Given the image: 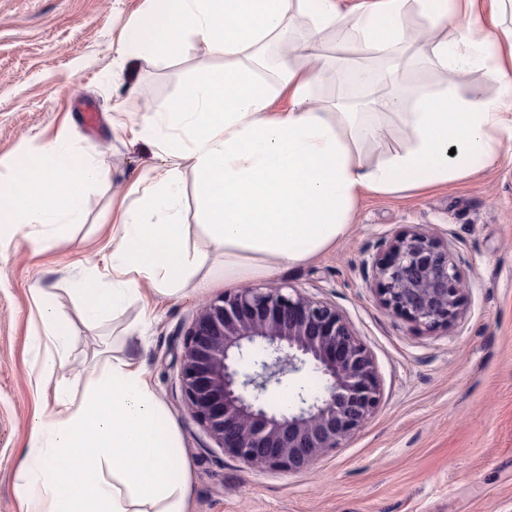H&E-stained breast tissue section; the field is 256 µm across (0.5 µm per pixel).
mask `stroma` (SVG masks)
Returning a JSON list of instances; mask_svg holds the SVG:
<instances>
[{
	"instance_id": "35a3bbf8",
	"label": "stroma",
	"mask_w": 512,
	"mask_h": 512,
	"mask_svg": "<svg viewBox=\"0 0 512 512\" xmlns=\"http://www.w3.org/2000/svg\"><path fill=\"white\" fill-rule=\"evenodd\" d=\"M157 0H0V174L16 170L21 154L36 155L63 140L88 150L103 170L85 199L86 221L64 230L35 224L28 236L0 227V512H18L17 468L30 425L55 404L54 390L35 381L42 350L32 336L40 322L35 289L67 321V376L87 372L101 350L130 355L147 370L176 421L189 463L190 512H512V142L477 174L406 196L367 194L348 237L336 248L283 271L275 283L328 301L351 323L370 352L380 402L345 444L309 469L251 467L218 448L188 414L178 388L182 334L203 302L223 295V282L154 298L149 309L128 305L98 324L87 323L74 288L112 282V226L121 207L137 202L158 148L132 130L164 111L193 74L218 69L222 56L194 45L170 55H118L124 28L157 24ZM321 52L338 71L359 65L372 80L364 95L410 97L440 88L512 104V91L482 70L444 81L415 46L395 60L401 81L387 82L378 58L335 30L318 33ZM79 100L100 113L88 134ZM182 211L190 250L211 251L199 225L190 166H182ZM416 226L447 239L464 277L466 309L449 330L423 333L387 312L368 282L365 259L383 251L398 231ZM52 238L49 248L38 241Z\"/></svg>"
}]
</instances>
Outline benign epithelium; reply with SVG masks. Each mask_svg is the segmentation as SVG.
I'll return each instance as SVG.
<instances>
[{
    "mask_svg": "<svg viewBox=\"0 0 512 512\" xmlns=\"http://www.w3.org/2000/svg\"><path fill=\"white\" fill-rule=\"evenodd\" d=\"M365 265L387 311L435 332L464 314L463 275L440 236L406 227ZM313 371L319 395L282 410L265 397L289 375ZM182 402L214 442L249 466L299 472L342 447L375 411L370 352L327 301L295 288L248 286L201 304L183 333Z\"/></svg>",
    "mask_w": 512,
    "mask_h": 512,
    "instance_id": "obj_1",
    "label": "benign epithelium"
}]
</instances>
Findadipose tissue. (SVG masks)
I'll list each match as a JSON object with an SVG mask.
<instances>
[{"label":"adipose tissue","instance_id":"1","mask_svg":"<svg viewBox=\"0 0 512 512\" xmlns=\"http://www.w3.org/2000/svg\"><path fill=\"white\" fill-rule=\"evenodd\" d=\"M476 0H169L160 28L136 27L127 41L142 56L183 49V37L224 56L219 69L197 71L167 111L149 116L138 138L156 143L155 170L144 206L126 210L112 234V285L81 283L84 317L98 323L122 309L141 285L175 296L207 261L190 250L191 226L180 209L177 171L190 161L201 224L210 247L224 255V283L276 278L344 240L362 192L403 196L461 180L498 157L499 132L512 114L479 93L460 97L440 90L406 102L377 101L372 112L310 105L312 85L325 77L318 32L333 28L375 55H390L410 41L402 24L407 7L425 23L447 17L456 35L429 42L440 70L482 69L512 86V27L491 0L482 22ZM308 20L300 48L313 60L302 70L283 63L275 79L260 73L257 54L294 16ZM290 108L273 111L280 94ZM380 143L381 157L365 163L362 147ZM34 182H0V223L21 232L31 224L83 223L84 198L99 177L88 152L61 142L36 158ZM45 345L39 384L55 380V408L36 417L17 473L23 512H188L191 487L177 426L135 357H107L66 393L69 332L54 306H38Z\"/></svg>","mask_w":512,"mask_h":512}]
</instances>
